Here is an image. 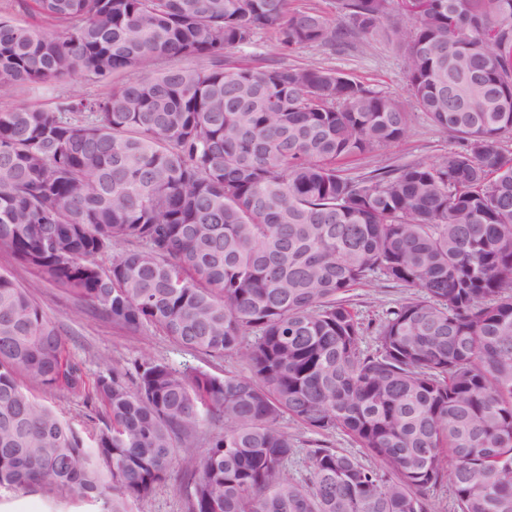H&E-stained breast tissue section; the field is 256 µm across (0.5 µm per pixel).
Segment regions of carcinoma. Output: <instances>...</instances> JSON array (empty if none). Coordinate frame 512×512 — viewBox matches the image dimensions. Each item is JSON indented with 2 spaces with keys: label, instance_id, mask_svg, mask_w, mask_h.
Here are the masks:
<instances>
[{
  "label": "carcinoma",
  "instance_id": "obj_1",
  "mask_svg": "<svg viewBox=\"0 0 512 512\" xmlns=\"http://www.w3.org/2000/svg\"><path fill=\"white\" fill-rule=\"evenodd\" d=\"M0 97L141 76L53 110H0V245L132 334L149 328L249 374L117 367L85 440L18 381L82 393L34 283L0 273V493L44 486L132 512L179 457L188 512H512V0H344L364 34L392 21L418 108L459 141L432 163L356 180L340 163L401 140L409 115L332 69L241 64L348 31L288 0H10ZM205 61L198 68L187 65ZM106 257L102 268L98 259ZM414 290L377 329L345 295L374 274ZM350 436L285 474L283 417ZM224 423L207 450L204 428Z\"/></svg>",
  "mask_w": 512,
  "mask_h": 512
}]
</instances>
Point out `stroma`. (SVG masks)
<instances>
[{
	"instance_id": "obj_1",
	"label": "stroma",
	"mask_w": 512,
	"mask_h": 512,
	"mask_svg": "<svg viewBox=\"0 0 512 512\" xmlns=\"http://www.w3.org/2000/svg\"><path fill=\"white\" fill-rule=\"evenodd\" d=\"M262 69L272 65H313L332 68L362 83L370 90L398 99L410 114L406 135L399 142L374 149L344 162L348 176L362 178L374 171L392 170L410 163H430L455 149L456 143L439 128L427 113L421 112L406 90V62L392 42L390 27L366 37L349 36L336 47L312 45L285 54L277 46L271 30L258 32L251 43L230 52L227 67L238 63ZM109 82L62 80L25 88L15 94L12 104L44 108L55 107L62 99L81 95L97 97L112 90ZM410 294L409 289L373 279L349 291L347 298L359 318L367 325L362 347L375 351L376 328L387 311ZM37 302L59 326L68 354L77 361L87 382L107 373L112 366L134 373L147 360L160 361L179 370H202L214 375L232 371L246 373V365L234 355L212 358L182 351L162 332L151 329L133 335L95 312L71 292L51 283H42L35 293ZM28 390L55 409L67 422L91 435L102 425V409L86 394L65 390L48 391L35 383ZM192 480L181 459L171 464L170 479L159 485L152 495L138 502L133 512H187ZM0 512H95L91 502L73 499L60 501L45 487H34L17 493L0 494Z\"/></svg>"
}]
</instances>
